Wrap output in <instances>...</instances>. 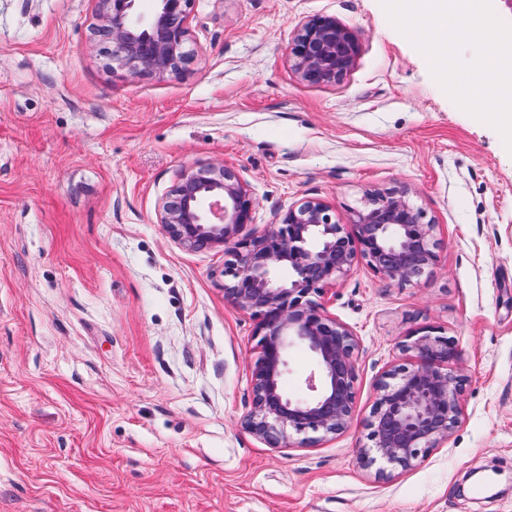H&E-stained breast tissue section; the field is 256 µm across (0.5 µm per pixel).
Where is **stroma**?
<instances>
[{
	"instance_id": "35a3bbf8",
	"label": "stroma",
	"mask_w": 512,
	"mask_h": 512,
	"mask_svg": "<svg viewBox=\"0 0 512 512\" xmlns=\"http://www.w3.org/2000/svg\"><path fill=\"white\" fill-rule=\"evenodd\" d=\"M95 0H0V512H512V154L460 110L379 0H192L195 58L109 70ZM359 37L312 85L288 43L310 16ZM236 172L250 229L310 198L340 220L408 190L438 262L389 284L358 264L322 299L359 338L350 426L272 448L243 429L255 320L224 251L158 206L198 164ZM453 339L462 413L416 465L365 466L376 386L405 336Z\"/></svg>"
}]
</instances>
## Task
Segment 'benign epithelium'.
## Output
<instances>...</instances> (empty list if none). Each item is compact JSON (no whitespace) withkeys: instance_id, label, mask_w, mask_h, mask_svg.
<instances>
[{"instance_id":"7a95c632","label":"benign epithelium","mask_w":512,"mask_h":512,"mask_svg":"<svg viewBox=\"0 0 512 512\" xmlns=\"http://www.w3.org/2000/svg\"><path fill=\"white\" fill-rule=\"evenodd\" d=\"M96 2L94 30L112 44L111 67L161 79L192 62V0ZM359 49L352 29L332 15H314L288 43V60L302 80L331 84L355 67ZM255 205L232 170L203 164L181 175L159 207V223L185 247H222L229 256L225 297L251 313L261 336L243 425L271 447L286 448L295 434L344 431L356 403L358 336L316 298L360 262L399 286L417 281L437 262L436 224L406 190L366 192L347 224L323 201L309 199L259 235L246 231ZM292 347L313 358L300 395L283 384ZM402 348L417 352L420 364L399 367L378 383L367 421L371 446L358 455L368 465L379 459L407 470L458 423L460 378L448 365L460 351L432 328L412 332Z\"/></svg>"}]
</instances>
